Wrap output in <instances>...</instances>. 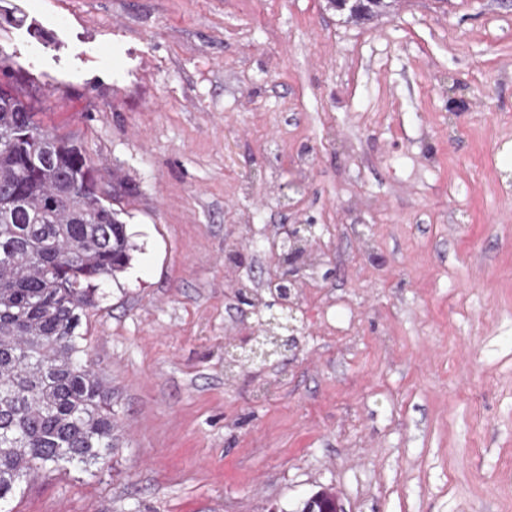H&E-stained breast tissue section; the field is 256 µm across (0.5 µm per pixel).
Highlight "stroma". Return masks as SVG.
Listing matches in <instances>:
<instances>
[{
    "label": "stroma",
    "instance_id": "obj_1",
    "mask_svg": "<svg viewBox=\"0 0 512 512\" xmlns=\"http://www.w3.org/2000/svg\"><path fill=\"white\" fill-rule=\"evenodd\" d=\"M0 54L136 246L89 328L117 451L11 512H512V5L0 0ZM347 0H328V3L332 8H336L337 11L348 10L349 17L352 19H361L366 16H370L373 13H380L388 7L389 2L386 0H363L369 1L370 4L364 6V8L354 9L352 6L345 3ZM336 497V493L330 489L319 490L303 503L301 512H311V510H307L312 506L308 503L310 499H313L315 503L314 510L316 512H337L336 509H340V505Z\"/></svg>",
    "mask_w": 512,
    "mask_h": 512
}]
</instances>
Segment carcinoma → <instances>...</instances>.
Instances as JSON below:
<instances>
[{
  "mask_svg": "<svg viewBox=\"0 0 512 512\" xmlns=\"http://www.w3.org/2000/svg\"><path fill=\"white\" fill-rule=\"evenodd\" d=\"M380 13L388 0L354 9ZM106 202L82 146L47 128L0 68V504L21 482L68 465H106L118 427L88 359V318L101 285L124 272L134 245ZM336 512V493L311 496Z\"/></svg>",
  "mask_w": 512,
  "mask_h": 512,
  "instance_id": "carcinoma-1",
  "label": "carcinoma"
}]
</instances>
